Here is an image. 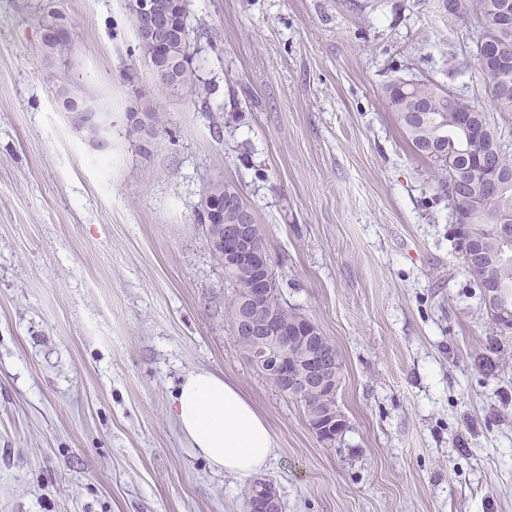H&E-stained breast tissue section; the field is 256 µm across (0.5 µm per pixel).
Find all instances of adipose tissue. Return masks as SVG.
Here are the masks:
<instances>
[{"mask_svg":"<svg viewBox=\"0 0 512 512\" xmlns=\"http://www.w3.org/2000/svg\"><path fill=\"white\" fill-rule=\"evenodd\" d=\"M178 426L211 467L241 479L266 469L276 439L239 386L208 370L187 372L173 402Z\"/></svg>","mask_w":512,"mask_h":512,"instance_id":"obj_1","label":"adipose tissue"}]
</instances>
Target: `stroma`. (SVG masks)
Returning <instances> with one entry per match:
<instances>
[{
  "instance_id": "stroma-1",
  "label": "stroma",
  "mask_w": 512,
  "mask_h": 512,
  "mask_svg": "<svg viewBox=\"0 0 512 512\" xmlns=\"http://www.w3.org/2000/svg\"><path fill=\"white\" fill-rule=\"evenodd\" d=\"M199 92L157 86L123 0H0V512H245L171 413L235 380L276 436L282 512H512V329L485 309L448 193L383 93L430 79L489 115L474 16L439 0H190ZM70 25V65L41 48ZM112 120L100 151L56 103ZM164 119L151 153L128 114ZM235 181L289 305L341 349L347 427L321 442L245 358L196 221Z\"/></svg>"
}]
</instances>
